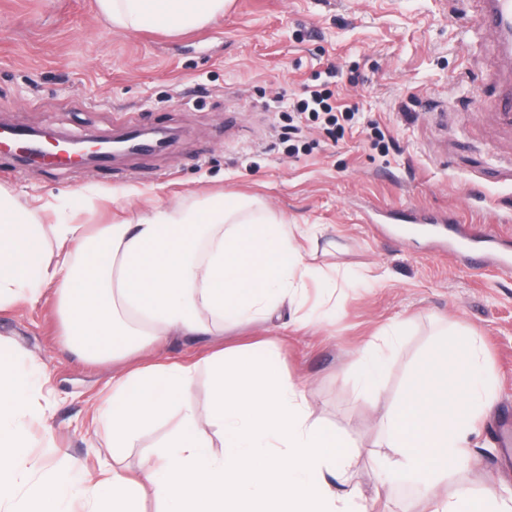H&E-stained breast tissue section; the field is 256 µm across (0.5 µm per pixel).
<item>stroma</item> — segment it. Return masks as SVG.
Here are the masks:
<instances>
[{"mask_svg":"<svg viewBox=\"0 0 512 512\" xmlns=\"http://www.w3.org/2000/svg\"><path fill=\"white\" fill-rule=\"evenodd\" d=\"M482 0H234L224 16L169 34L122 32L96 0H0V122L58 138L109 139L115 122L174 131L160 153L121 157L95 171L25 166L0 150V186L28 209L65 208L107 224L174 196L258 197L309 233L303 246L335 270L327 294L309 283L303 309L265 323L229 325L225 346L271 339L279 365L306 392L311 417L361 448L352 482L377 497L374 512H427L415 482L378 489L377 423L412 370L454 322L481 343L495 407L472 436L470 458L441 492L495 482L512 497V125L492 106L490 72L512 76L499 36L468 34ZM328 84L354 127L329 135L286 109L306 87ZM384 140H377V133ZM416 209L462 229L493 230L482 262L448 248V230L402 221ZM399 336L375 387L360 392L358 358L391 330ZM0 342L32 358L50 411L27 420L31 453L50 466L112 463L97 410L112 363L67 351L52 303L0 311ZM207 346L168 340L131 357L196 363L192 402L205 410Z\"/></svg>","mask_w":512,"mask_h":512,"instance_id":"35a3bbf8","label":"stroma"}]
</instances>
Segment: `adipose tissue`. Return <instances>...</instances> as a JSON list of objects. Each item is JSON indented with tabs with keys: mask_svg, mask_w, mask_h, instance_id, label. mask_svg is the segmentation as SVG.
Instances as JSON below:
<instances>
[{
	"mask_svg": "<svg viewBox=\"0 0 512 512\" xmlns=\"http://www.w3.org/2000/svg\"><path fill=\"white\" fill-rule=\"evenodd\" d=\"M96 2L116 29L183 32L223 15L232 0ZM322 275L288 225L258 212L252 198L158 205L95 230L73 216L46 223L0 187V310L50 297L66 347L87 361H119L170 337L213 346L202 413L190 398L195 366L162 358L113 376L99 407L113 447L167 418L178 398L181 419L137 472L117 455L111 470L79 484L28 452L23 421L39 408L36 375L20 367L17 349L1 347L0 512H67L73 496L84 512H141L148 493L157 512H367L363 492L346 486L358 446L311 420L272 344L215 345L225 324L271 319ZM492 385L476 338L457 334L413 370L383 416L394 455L379 466L413 477L431 495V512H512L492 483L476 495L462 487L433 495L467 456L475 422L492 411ZM202 420L210 434L199 430Z\"/></svg>",
	"mask_w": 512,
	"mask_h": 512,
	"instance_id": "1",
	"label": "adipose tissue"
}]
</instances>
